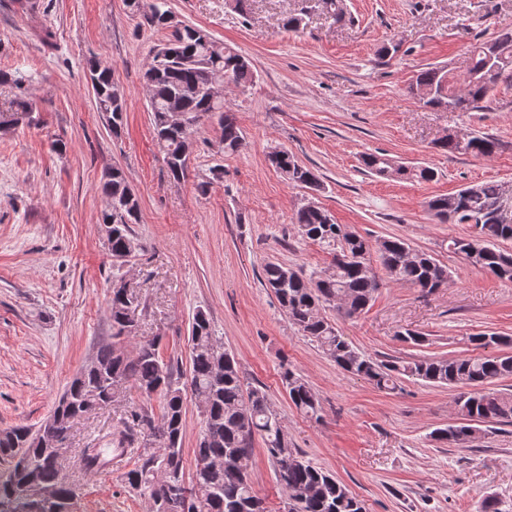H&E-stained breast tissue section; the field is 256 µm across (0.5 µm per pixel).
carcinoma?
Returning <instances> with one entry per match:
<instances>
[{"instance_id": "1", "label": "carcinoma", "mask_w": 512, "mask_h": 512, "mask_svg": "<svg viewBox=\"0 0 512 512\" xmlns=\"http://www.w3.org/2000/svg\"><path fill=\"white\" fill-rule=\"evenodd\" d=\"M138 14L151 28H168L171 13L168 0H139ZM491 41L507 50L497 62L495 74L484 79L488 66L486 42L471 50L466 72L457 75L441 65L419 70L408 90L425 107L450 112H472L483 108L495 96L499 82L512 80V32L505 31ZM209 36L197 27L184 24L171 31L161 45L163 56L153 54L144 72L148 85V104L153 116L154 135L164 153L168 173L175 180L185 178L187 167L179 160L187 129L170 123V113H184L188 125L219 115L224 154L233 155L244 145V136L229 108L221 99L211 100L198 92L211 75L222 72L229 83L244 88L255 80L249 61L224 44L217 54L210 52ZM90 79L97 110L104 113L113 134L124 125L125 102L112 103V66L101 62L90 65ZM33 112L23 94L0 102V128L16 126L17 117ZM446 153L492 157L499 148L496 139L485 135L469 137L463 147L451 141H439ZM271 165L288 183L315 188L320 180L314 170L285 150L268 155ZM365 168L377 176L402 180L431 181L436 172L427 165L395 168L384 153L368 154ZM129 182L124 172L112 168L101 184L102 194L112 206L102 211L99 223L112 226L109 252L120 258L136 251L132 225L139 222L138 197H128ZM503 185L491 181L466 186L454 193L435 196L427 202L429 213L440 223L466 224L475 234L450 240L448 249L470 265L496 278L512 282V251L501 243L512 241V222H503L498 214ZM302 237L321 244L333 253L329 269L308 276L268 262L263 268V283L303 335L312 338L338 367L359 376L381 390H394L404 378L454 386L461 389L456 398L461 423L439 428L435 440L448 445L469 444L479 438L481 429L474 423H512V393L491 388L498 380L512 377V355L498 349L512 344V338L497 333L471 337L477 347L491 353L476 357L448 359L417 357L410 360L380 361L355 348L340 335L322 313L327 307L345 305L344 315H361L378 292L381 282L370 265L371 253L378 254L390 281L432 292L448 285L450 272L432 255L418 251L403 238L382 237L375 245L360 235L345 233L321 208L301 206L295 213ZM132 298L112 289L109 310L112 318V342L101 346L94 359L73 378L56 401L51 417L56 421L52 437L24 426L0 430V512H63L76 493V486L61 475V449L49 447L51 439H69L73 423L112 403L119 388L129 384L148 401L159 397L162 415L154 423L144 411L132 415L133 424L111 434L117 448L135 443L134 430H140L141 463L124 474V482L133 489H144L157 500L158 471L164 463L184 469L183 435L185 429L184 396L191 390L202 398V430L194 457L196 464L224 458L222 465L195 469L189 481L197 493L188 498L183 512H266L254 493L249 468L253 440L260 437L273 462L275 472L288 465V477L277 478L287 497L286 512H366L357 496L330 472L306 459L294 447L288 431L268 404L265 392L245 386L235 356L219 344L208 314H194L191 332V368L188 387L173 377L169 363L161 356L157 340L139 345L128 355L123 343L137 329L126 314ZM283 381L294 407L308 417L320 418L321 406L316 394L292 371L285 370ZM154 444L164 449L158 458L149 451ZM53 491L50 498L41 496Z\"/></svg>"}]
</instances>
